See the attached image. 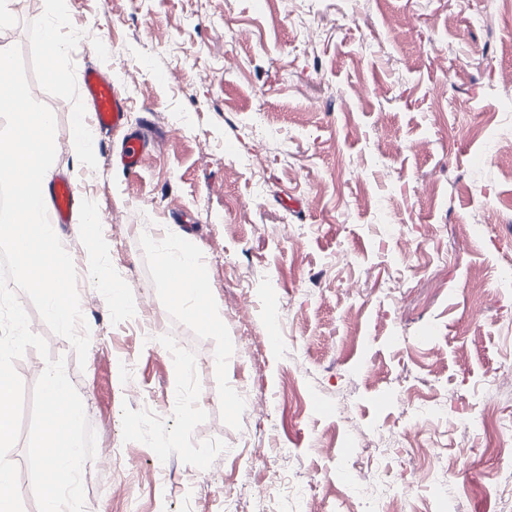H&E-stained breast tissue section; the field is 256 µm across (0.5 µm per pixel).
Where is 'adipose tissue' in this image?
<instances>
[{
	"mask_svg": "<svg viewBox=\"0 0 512 512\" xmlns=\"http://www.w3.org/2000/svg\"><path fill=\"white\" fill-rule=\"evenodd\" d=\"M160 273L169 285L170 296L177 304L187 306L189 314L194 319L214 325L215 320L210 313L207 298L210 285L203 275L196 252L189 248L166 251L158 256ZM182 268L187 270L189 280L184 287L174 286V271Z\"/></svg>",
	"mask_w": 512,
	"mask_h": 512,
	"instance_id": "adipose-tissue-1",
	"label": "adipose tissue"
}]
</instances>
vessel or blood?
<instances>
[{
    "label": "vessel or blood",
    "mask_w": 512,
    "mask_h": 512,
    "mask_svg": "<svg viewBox=\"0 0 512 512\" xmlns=\"http://www.w3.org/2000/svg\"><path fill=\"white\" fill-rule=\"evenodd\" d=\"M81 91L89 105V111L83 117L84 124L94 130L122 132L120 162L128 170L138 168L154 141L149 138L146 129H127V104L111 79L98 68H85L81 76ZM50 195L53 223H68L74 202L72 184L66 177H58L50 187Z\"/></svg>",
    "instance_id": "vessel-or-blood-1"
}]
</instances>
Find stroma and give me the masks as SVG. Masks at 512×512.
<instances>
[{
  "instance_id": "35a3bbf8",
  "label": "stroma",
  "mask_w": 512,
  "mask_h": 512,
  "mask_svg": "<svg viewBox=\"0 0 512 512\" xmlns=\"http://www.w3.org/2000/svg\"><path fill=\"white\" fill-rule=\"evenodd\" d=\"M76 188L57 235L93 333L85 364L30 312L108 455L85 512H512V30L494 0H9ZM61 21L56 74L41 29ZM107 69L127 123L158 137L136 171L85 161L80 77ZM292 193L293 211L282 198ZM104 226L97 283L81 218ZM195 249L212 328L172 302L157 257ZM281 337L266 339L268 329ZM493 400L488 437L461 423ZM443 401L410 429L404 402ZM438 449L450 466L419 456ZM468 456H460V449ZM86 238L98 254V264L96 267L99 288H103L112 297L116 306H124L127 301L129 287L126 282L115 278L112 275V269L103 262V258L109 250V241L104 236L99 235L98 232L87 235Z\"/></svg>"
}]
</instances>
